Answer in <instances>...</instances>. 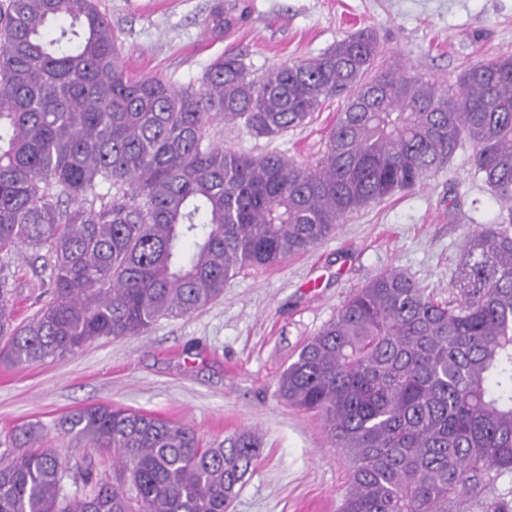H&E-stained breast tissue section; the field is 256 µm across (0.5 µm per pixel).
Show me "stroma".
<instances>
[{"mask_svg":"<svg viewBox=\"0 0 512 512\" xmlns=\"http://www.w3.org/2000/svg\"><path fill=\"white\" fill-rule=\"evenodd\" d=\"M217 7L232 19L219 33L211 22ZM98 8L131 74L179 87L198 84L227 51L245 53L259 76L318 56L366 26L380 40L379 67L406 63L451 86L468 61L512 53V0H98ZM342 106L331 99L304 125L272 138L241 124L216 127L213 137L240 153L277 150L312 165ZM471 154L463 145L424 185L353 212L308 252L244 270L223 296L188 316L39 364L0 363V440L37 421L48 445L66 447L58 419L98 403L190 422L207 445L253 429L261 453L229 512H337L348 460L329 447L319 415L278 397V379L378 273L400 269L436 300H452L464 234L501 212ZM47 261L43 249L12 252L17 319L49 300Z\"/></svg>","mask_w":512,"mask_h":512,"instance_id":"35a3bbf8","label":"stroma"}]
</instances>
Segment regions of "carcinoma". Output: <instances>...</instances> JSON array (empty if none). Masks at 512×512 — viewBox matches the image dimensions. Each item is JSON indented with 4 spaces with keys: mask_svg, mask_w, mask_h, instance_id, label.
Wrapping results in <instances>:
<instances>
[{
    "mask_svg": "<svg viewBox=\"0 0 512 512\" xmlns=\"http://www.w3.org/2000/svg\"><path fill=\"white\" fill-rule=\"evenodd\" d=\"M378 55L364 27L259 80L228 52L199 87H177L127 72L96 0H0V253L46 249L52 292L15 323L0 264V359L31 365L190 315L240 271L279 265L417 187L467 142L507 215L464 237L455 300L398 269L376 275L277 392L318 413L350 460L339 512H512L500 482L512 473V55L470 61L456 91L407 65L380 70ZM332 98L344 107L314 165L211 137L240 121L278 136ZM60 427L112 456V480L60 496L68 455L40 447L29 423L0 452V512H227L261 450L250 430L205 448L186 423L108 404Z\"/></svg>",
    "mask_w": 512,
    "mask_h": 512,
    "instance_id": "cac0c4a2",
    "label": "carcinoma"
}]
</instances>
